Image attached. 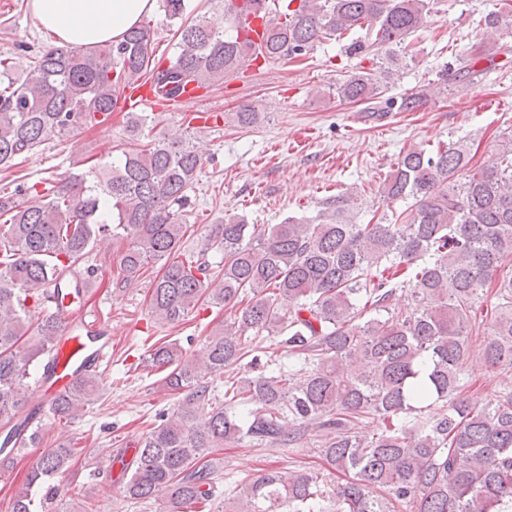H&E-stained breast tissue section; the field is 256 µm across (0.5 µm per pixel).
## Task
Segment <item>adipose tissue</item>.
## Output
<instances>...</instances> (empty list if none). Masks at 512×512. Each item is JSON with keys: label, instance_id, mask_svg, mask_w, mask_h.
<instances>
[{"label": "adipose tissue", "instance_id": "adipose-tissue-1", "mask_svg": "<svg viewBox=\"0 0 512 512\" xmlns=\"http://www.w3.org/2000/svg\"><path fill=\"white\" fill-rule=\"evenodd\" d=\"M31 5L56 45L88 48L121 40L156 12L158 0H31Z\"/></svg>", "mask_w": 512, "mask_h": 512}]
</instances>
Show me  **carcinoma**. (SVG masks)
Listing matches in <instances>:
<instances>
[{"label": "carcinoma", "mask_w": 512, "mask_h": 512, "mask_svg": "<svg viewBox=\"0 0 512 512\" xmlns=\"http://www.w3.org/2000/svg\"><path fill=\"white\" fill-rule=\"evenodd\" d=\"M434 0H224L219 17L186 16L184 0H161L166 21L178 23L176 55L152 58V21L117 42L90 48L54 46L22 62L0 58V169L49 140L108 124L127 89L150 86L159 102L209 89L259 62L309 54L326 40L357 29L375 38L348 45L349 54L379 60L336 88L341 102L416 112L430 97L424 87L400 100L385 97L406 60L407 38L428 23ZM260 21L252 37L250 19ZM512 20L489 12L497 31ZM490 62L512 47L482 42ZM478 72L452 63L444 85L471 82ZM152 112L129 113L136 133ZM492 168L471 165L458 142L402 152L380 196L409 200L395 218L359 224L354 196L336 200L319 223L249 224L228 217L215 225L207 249L224 254L213 265L201 252L173 260L188 231L183 212L203 166L191 135L151 140L103 165L59 181L16 178L15 196L0 195V453L33 448L39 427L22 415L24 380L42 374L63 342L52 316L33 323L31 312L83 297L95 268L80 264L95 243L127 241L119 257L127 283L161 263L150 299L154 321L176 325L207 298L229 311L196 352L157 341L151 367L165 373L177 405L121 461L124 497L134 501L166 490L168 512H204L216 497L222 470L215 448L244 439L294 445L319 430L316 451L345 482L331 488L307 469H270L224 512H512V394L487 403L466 394L465 369L477 317L484 321L480 357L491 370L512 369V129L498 143ZM495 289L483 311L477 301ZM410 307H396L397 292ZM32 305H26V301ZM288 312H282L283 302ZM253 335H247V332ZM267 334L299 359L302 377L272 355L254 353L253 337ZM250 367L225 405L208 378ZM99 375L85 374L54 398L51 412L72 419L95 401ZM373 417L378 431L355 427ZM72 448H47L9 500L10 512H33L34 495L70 469Z\"/></svg>", "instance_id": "1"}]
</instances>
